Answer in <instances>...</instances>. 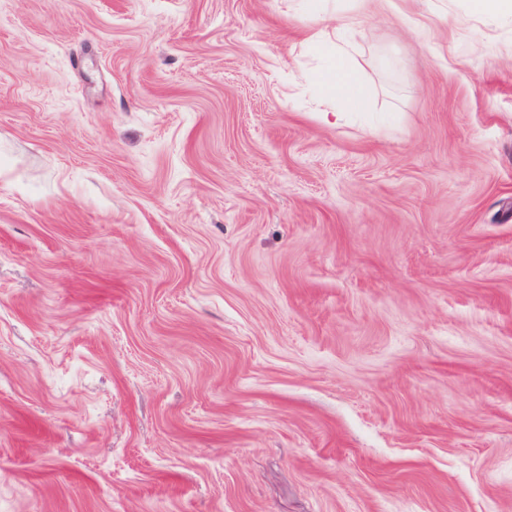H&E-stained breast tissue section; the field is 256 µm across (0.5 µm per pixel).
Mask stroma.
Segmentation results:
<instances>
[{
    "mask_svg": "<svg viewBox=\"0 0 512 512\" xmlns=\"http://www.w3.org/2000/svg\"><path fill=\"white\" fill-rule=\"evenodd\" d=\"M0 512H512V22L0 0ZM309 39L318 47H327V64L315 74H305L303 82L317 84L324 95L353 111L364 106L361 83L354 74L352 58L354 43L349 18L336 21L330 27L322 23L310 29Z\"/></svg>",
    "mask_w": 512,
    "mask_h": 512,
    "instance_id": "obj_1",
    "label": "stroma"
}]
</instances>
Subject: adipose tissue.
<instances>
[{"label":"adipose tissue","instance_id":"adipose-tissue-1","mask_svg":"<svg viewBox=\"0 0 512 512\" xmlns=\"http://www.w3.org/2000/svg\"><path fill=\"white\" fill-rule=\"evenodd\" d=\"M309 38L316 46L327 48V64L315 74L304 75V82L317 84L328 99L342 103L350 110H362L361 83L352 68L354 43L351 20H337L332 27L317 24L311 28Z\"/></svg>","mask_w":512,"mask_h":512}]
</instances>
